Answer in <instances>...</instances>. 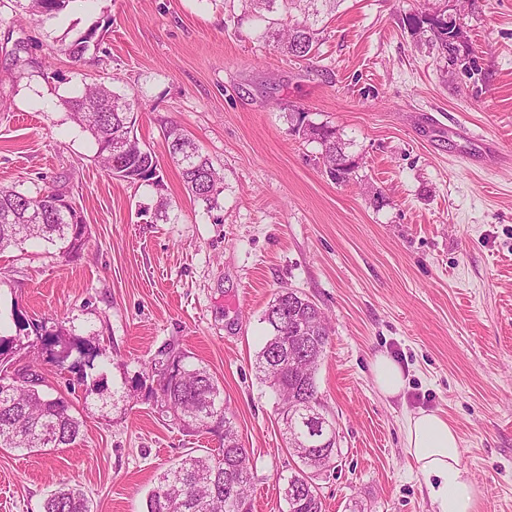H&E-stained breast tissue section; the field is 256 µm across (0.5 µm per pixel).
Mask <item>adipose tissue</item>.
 I'll return each mask as SVG.
<instances>
[{
	"label": "adipose tissue",
	"mask_w": 512,
	"mask_h": 512,
	"mask_svg": "<svg viewBox=\"0 0 512 512\" xmlns=\"http://www.w3.org/2000/svg\"><path fill=\"white\" fill-rule=\"evenodd\" d=\"M405 442L440 512H476L478 488L461 463L458 433L444 416L423 410L409 415Z\"/></svg>",
	"instance_id": "obj_1"
}]
</instances>
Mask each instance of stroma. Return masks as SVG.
<instances>
[{"instance_id":"1","label":"stroma","mask_w":512,"mask_h":512,"mask_svg":"<svg viewBox=\"0 0 512 512\" xmlns=\"http://www.w3.org/2000/svg\"><path fill=\"white\" fill-rule=\"evenodd\" d=\"M418 0H344L313 67L256 41L239 0H85L38 22L0 0V186L65 189L88 226L80 255L45 245L0 254V335L32 325L11 360L67 392L80 440L48 455L0 449V512H43L62 485L93 512H144L157 474L217 437L183 432L153 403L151 364L189 352L219 381L251 452L253 512H286L274 399L254 358L275 293L294 288L331 328L317 371L336 421L326 512H438L406 452L408 415H446L477 512H512V163L471 164L465 124L512 144V0L464 16L476 67L449 72L401 26ZM99 24L108 64H42L57 40ZM135 96L138 138L160 160L170 223L153 188L113 179L62 105L85 83ZM336 127L360 167L336 183L288 114ZM184 128L224 177L218 205L189 195L165 140ZM97 349L92 366L36 361L37 325ZM406 385L385 398L377 355ZM74 391H67L68 382Z\"/></svg>"}]
</instances>
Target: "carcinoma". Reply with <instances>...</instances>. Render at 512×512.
<instances>
[{
	"instance_id": "obj_1",
	"label": "carcinoma",
	"mask_w": 512,
	"mask_h": 512,
	"mask_svg": "<svg viewBox=\"0 0 512 512\" xmlns=\"http://www.w3.org/2000/svg\"><path fill=\"white\" fill-rule=\"evenodd\" d=\"M17 9L38 21L58 18L79 0H14ZM243 17L256 21V39L272 43L291 58L310 61L325 31L326 19L336 15L343 0H240ZM438 2L405 15L403 28L412 37L427 43L437 58L455 64L464 58L472 64L466 42L448 43L447 32L439 30L433 14ZM106 29L95 24L77 38L62 40L45 61L50 69L59 55L75 64L86 63L90 49H100ZM73 120L89 133L96 145L95 163L112 178L132 186H150L159 193L155 221L168 223L171 217L167 198L162 195L164 179L159 159L125 125V113L138 106L137 99L120 93L103 82L86 85L77 96L64 101ZM314 141L321 146L323 172L337 183L353 179L355 170L346 166L353 159L348 143L336 128L317 126ZM170 157L179 166L182 182L192 196L211 206L217 201L223 177L210 158L178 126L167 132ZM59 189L31 194L14 187H0V252L21 248L30 240L43 241L64 257L73 258L85 243L87 225L69 224L52 206ZM267 336L257 352L258 379L278 399L279 420H288L290 437L286 450L296 458L284 478L287 512H323L315 479L328 470L336 457V424L328 418L318 394L316 370L329 344V327L321 309L303 293L283 288L263 313ZM19 336L0 335V362L14 355ZM43 346L49 360L65 365L72 352L87 359L96 350L85 341H66L62 332H45ZM280 350L298 355L293 367L280 371L271 361ZM152 372L158 377L162 412L188 433L205 432L218 438L220 447L209 455L192 449L178 465L158 477L148 494L146 512H239L249 505L251 456L245 448L224 400L216 377L189 361V356L173 348L162 353ZM42 376L19 369L9 388L0 387V446L40 455L46 449L73 446L81 434L82 422L72 413L69 399L61 393L45 394L39 386ZM44 512H91L90 499L76 487H62L44 501Z\"/></svg>"
}]
</instances>
